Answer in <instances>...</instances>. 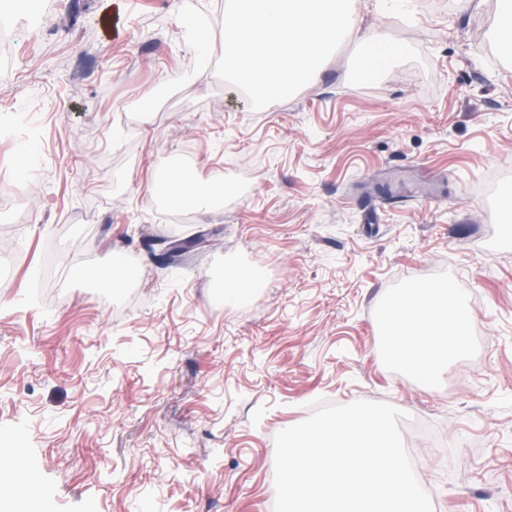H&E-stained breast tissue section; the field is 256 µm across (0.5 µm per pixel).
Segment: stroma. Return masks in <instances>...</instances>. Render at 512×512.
I'll list each match as a JSON object with an SVG mask.
<instances>
[{"label":"stroma","mask_w":512,"mask_h":512,"mask_svg":"<svg viewBox=\"0 0 512 512\" xmlns=\"http://www.w3.org/2000/svg\"><path fill=\"white\" fill-rule=\"evenodd\" d=\"M357 0L370 36L418 61L348 82L356 40L292 98L253 110L200 72L184 22L216 0H52L0 74V122L37 110L31 200L0 173V433L37 469L23 512H269L275 436L308 405L423 413L404 435L434 512H512V60L497 0ZM119 9V36L102 14ZM187 159L220 205L178 219L156 176ZM201 254L163 259L168 237ZM134 259L133 293L104 304ZM264 261L261 302L228 313L216 278ZM450 280L470 350L425 388L390 360L381 310Z\"/></svg>","instance_id":"35a3bbf8"}]
</instances>
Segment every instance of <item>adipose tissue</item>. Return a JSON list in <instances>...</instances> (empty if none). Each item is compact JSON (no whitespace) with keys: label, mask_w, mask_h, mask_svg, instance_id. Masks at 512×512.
Instances as JSON below:
<instances>
[{"label":"adipose tissue","mask_w":512,"mask_h":512,"mask_svg":"<svg viewBox=\"0 0 512 512\" xmlns=\"http://www.w3.org/2000/svg\"><path fill=\"white\" fill-rule=\"evenodd\" d=\"M471 316L464 299L445 284L417 282L391 298L383 324L393 364L435 385L469 348Z\"/></svg>","instance_id":"adipose-tissue-1"}]
</instances>
